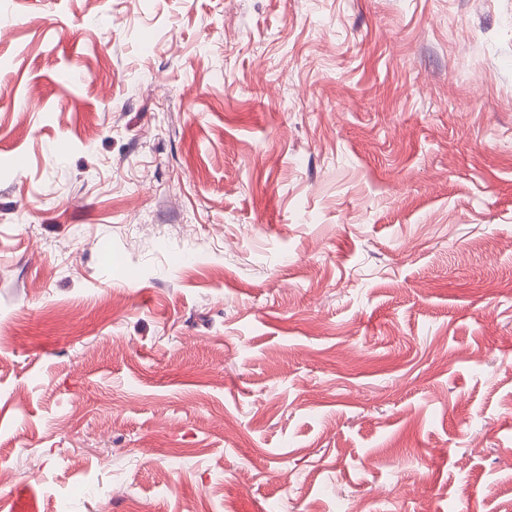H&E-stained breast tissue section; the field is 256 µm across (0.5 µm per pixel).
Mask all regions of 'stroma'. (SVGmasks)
Returning <instances> with one entry per match:
<instances>
[{
    "label": "stroma",
    "instance_id": "obj_1",
    "mask_svg": "<svg viewBox=\"0 0 512 512\" xmlns=\"http://www.w3.org/2000/svg\"><path fill=\"white\" fill-rule=\"evenodd\" d=\"M23 487L512 505V0H0V498Z\"/></svg>",
    "mask_w": 512,
    "mask_h": 512
}]
</instances>
